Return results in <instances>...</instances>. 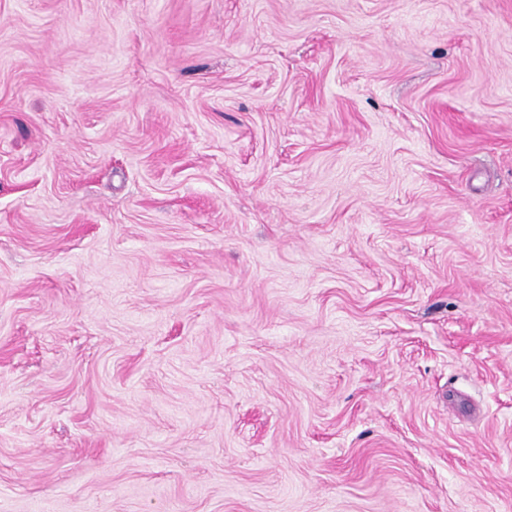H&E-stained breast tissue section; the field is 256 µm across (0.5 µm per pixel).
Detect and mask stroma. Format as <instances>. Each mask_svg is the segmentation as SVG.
Here are the masks:
<instances>
[{"label": "stroma", "mask_w": 512, "mask_h": 512, "mask_svg": "<svg viewBox=\"0 0 512 512\" xmlns=\"http://www.w3.org/2000/svg\"><path fill=\"white\" fill-rule=\"evenodd\" d=\"M0 512H512V0H0Z\"/></svg>", "instance_id": "1"}]
</instances>
